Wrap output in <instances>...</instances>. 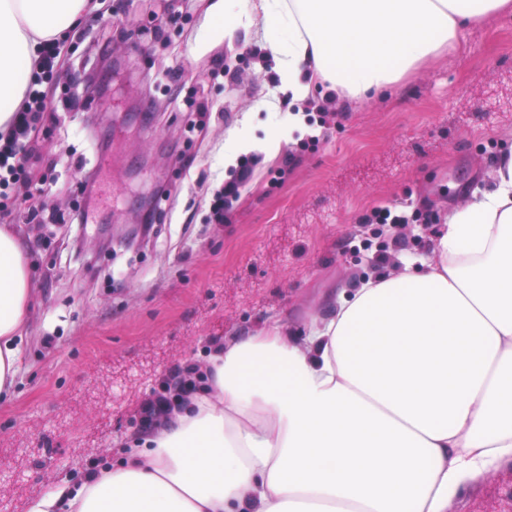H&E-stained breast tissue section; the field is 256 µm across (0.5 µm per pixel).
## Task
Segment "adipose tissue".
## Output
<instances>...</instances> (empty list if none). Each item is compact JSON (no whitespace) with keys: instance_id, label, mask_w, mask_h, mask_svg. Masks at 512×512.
Wrapping results in <instances>:
<instances>
[{"instance_id":"ef3b65f1","label":"adipose tissue","mask_w":512,"mask_h":512,"mask_svg":"<svg viewBox=\"0 0 512 512\" xmlns=\"http://www.w3.org/2000/svg\"><path fill=\"white\" fill-rule=\"evenodd\" d=\"M90 0H0V131L41 42ZM288 30L281 83L382 92L512 0H261ZM448 216L424 260L340 291L304 339L280 319L212 346L210 390L119 466L59 482L27 512H448L460 488L512 461V152ZM30 267L0 227V395L14 384Z\"/></svg>"}]
</instances>
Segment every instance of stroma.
Segmentation results:
<instances>
[{"instance_id":"35a3bbf8","label":"stroma","mask_w":512,"mask_h":512,"mask_svg":"<svg viewBox=\"0 0 512 512\" xmlns=\"http://www.w3.org/2000/svg\"><path fill=\"white\" fill-rule=\"evenodd\" d=\"M259 4L249 0L253 23L244 27L215 20L221 0H100L99 13H114L130 34L114 44L121 65L114 108L78 93L62 129L38 132L43 159L31 164L30 177L54 181L46 210L81 205V168L91 159L85 136L117 115L124 119L112 137L118 195L104 234L57 224L51 245L40 246L31 225L15 226L35 264V296L13 390L0 399V512H27L60 481L79 482L88 461L119 463L145 394L169 367L205 362L213 339L247 335L275 317L301 332L326 312L328 291L396 271L398 256L374 260L391 234L364 223L372 210L406 199L430 214V223L399 230L406 254L428 255L450 211L488 186L496 159L512 149V16L490 14L386 93L338 97L324 141L302 153L281 188L269 189L297 142L265 150L281 123L259 103L282 92L277 69L262 58L288 33ZM184 9L182 25L167 28L180 47L175 59L145 31ZM241 45L261 58L237 62L238 80L204 78L206 95L226 113L204 136L190 133L184 101L163 94V70L178 62L202 76L214 55ZM150 98L158 109L146 121L140 113ZM242 134L258 162L230 223H209L176 157L193 154L198 170L226 173L224 157ZM161 185L171 189L161 206L172 222L113 257V234ZM448 512H512V464L463 487Z\"/></svg>"}]
</instances>
